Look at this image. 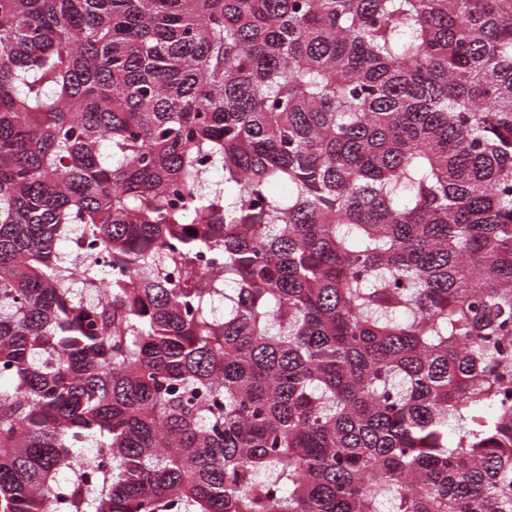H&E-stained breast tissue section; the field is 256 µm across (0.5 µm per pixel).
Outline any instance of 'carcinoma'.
I'll return each mask as SVG.
<instances>
[{
	"label": "carcinoma",
	"mask_w": 512,
	"mask_h": 512,
	"mask_svg": "<svg viewBox=\"0 0 512 512\" xmlns=\"http://www.w3.org/2000/svg\"><path fill=\"white\" fill-rule=\"evenodd\" d=\"M59 509L512 512V0H0V512Z\"/></svg>",
	"instance_id": "1"
}]
</instances>
